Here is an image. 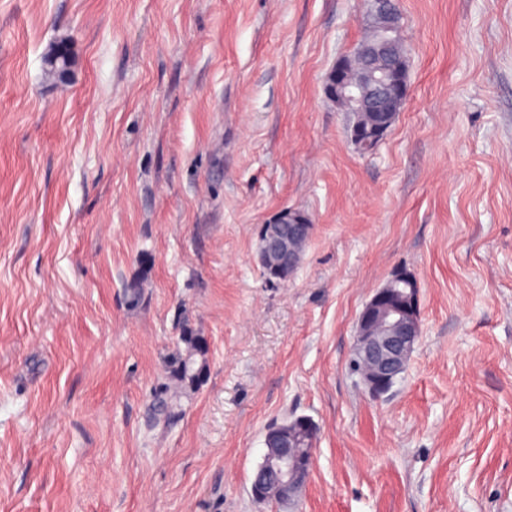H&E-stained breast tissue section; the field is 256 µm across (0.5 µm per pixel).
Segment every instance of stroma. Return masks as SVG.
Segmentation results:
<instances>
[{
    "instance_id": "stroma-1",
    "label": "stroma",
    "mask_w": 512,
    "mask_h": 512,
    "mask_svg": "<svg viewBox=\"0 0 512 512\" xmlns=\"http://www.w3.org/2000/svg\"><path fill=\"white\" fill-rule=\"evenodd\" d=\"M369 3L0 0V512H512V0H398L409 97L362 154L325 84ZM285 209L314 231L272 288ZM399 268L420 335L374 398L357 321ZM180 311L208 380L154 428ZM293 416L309 477L256 505ZM312 228L299 211L292 209L281 211L268 224H262L258 251L262 268L281 279L292 274L301 262V245L312 235ZM315 425L308 417L286 421L267 431L264 437V454L251 483V494H258V487L267 482H276L284 487L272 486L264 504L288 500V495L297 489L308 476L307 464L312 463L314 439L311 436ZM292 448H301L293 451Z\"/></svg>"
}]
</instances>
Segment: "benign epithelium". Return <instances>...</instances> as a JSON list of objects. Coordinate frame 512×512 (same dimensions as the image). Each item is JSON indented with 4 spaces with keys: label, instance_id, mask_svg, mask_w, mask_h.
Listing matches in <instances>:
<instances>
[{
    "label": "benign epithelium",
    "instance_id": "1",
    "mask_svg": "<svg viewBox=\"0 0 512 512\" xmlns=\"http://www.w3.org/2000/svg\"><path fill=\"white\" fill-rule=\"evenodd\" d=\"M375 15L382 22L379 42L358 49L361 61L358 83L366 89L360 98L335 83L331 74L329 97L342 104L353 101L358 109L371 113L373 121L363 127L354 124L351 141L358 149H374L387 135L398 112L408 97L407 69L394 56L390 36L397 31L399 10L397 0H373ZM309 221L292 209L277 214L259 231L258 258L262 268L276 278L292 274L301 262L302 243L312 235ZM418 283L405 270L394 271L387 282L375 291L359 315L354 346L355 362L362 382L370 395L387 393L403 372L419 336ZM314 424L307 417L286 421L267 431L264 454L251 483V494L258 487L275 482L292 492L308 476L307 465L312 463Z\"/></svg>",
    "mask_w": 512,
    "mask_h": 512
}]
</instances>
